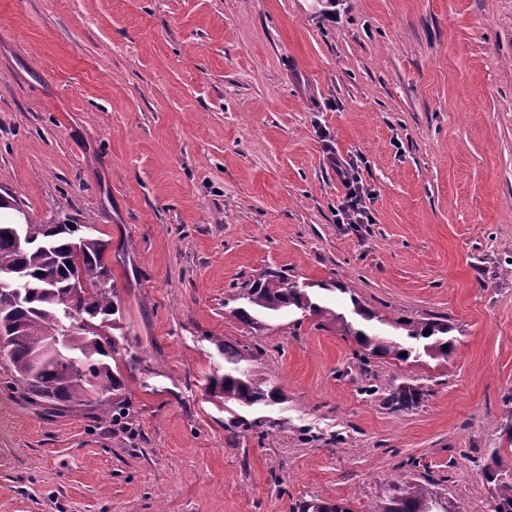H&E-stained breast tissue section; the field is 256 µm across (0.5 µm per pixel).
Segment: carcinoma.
<instances>
[{
    "label": "carcinoma",
    "mask_w": 512,
    "mask_h": 512,
    "mask_svg": "<svg viewBox=\"0 0 512 512\" xmlns=\"http://www.w3.org/2000/svg\"><path fill=\"white\" fill-rule=\"evenodd\" d=\"M82 225L32 224V240L17 243L11 235L17 226L0 219V277L7 275L28 286L21 300L0 292V354L8 358L14 382L35 404L82 405L94 401L112 419L125 415L124 380L112 370L122 356L112 336L119 312L114 302L112 271L105 262L107 243L81 233ZM78 296L73 319H68L64 300ZM242 298L250 307L268 313L291 307L315 315L329 314L340 328L368 354L391 355L398 360L447 357L452 349L451 328L441 320L396 322L403 331L393 346L373 333L366 323L377 315L351 299L353 316L335 313L313 302L307 291L288 278L285 271H269L255 280ZM64 339L62 356L46 350L54 337ZM229 366L221 375L206 379L205 392L219 401L250 406L279 399V391L266 389L251 378L245 363L255 357L252 348L218 343ZM417 392L403 388L387 402L395 408L414 402ZM485 477L494 484V512H512V470H504L498 452L485 465ZM438 496L433 483L404 477L390 485L389 495L370 512H437Z\"/></svg>",
    "instance_id": "obj_1"
}]
</instances>
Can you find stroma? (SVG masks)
<instances>
[{
  "instance_id": "35a3bbf8",
  "label": "stroma",
  "mask_w": 512,
  "mask_h": 512,
  "mask_svg": "<svg viewBox=\"0 0 512 512\" xmlns=\"http://www.w3.org/2000/svg\"><path fill=\"white\" fill-rule=\"evenodd\" d=\"M355 165L369 224H342ZM108 243L129 413L52 415L0 356V512H370L404 477L492 512L512 469V0H0V198ZM336 281L448 357L327 316H233L246 282ZM278 401L206 396L219 342ZM411 387L418 400L386 399ZM280 423L230 436L231 412ZM499 458L498 453H492L491 462L485 465V477L494 484V512H512V470L502 469Z\"/></svg>"
}]
</instances>
